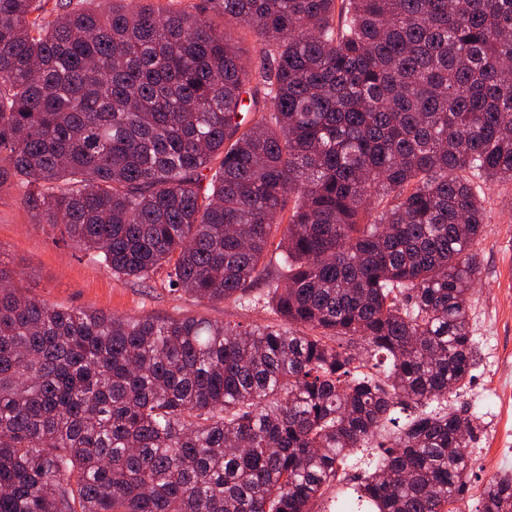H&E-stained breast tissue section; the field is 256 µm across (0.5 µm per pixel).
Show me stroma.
<instances>
[{
  "mask_svg": "<svg viewBox=\"0 0 512 512\" xmlns=\"http://www.w3.org/2000/svg\"><path fill=\"white\" fill-rule=\"evenodd\" d=\"M483 201L481 272L471 297L477 368L463 396L450 401L478 413L482 428L471 444L478 467L457 512H475L489 474L512 471V374L500 369L502 360H512V183L485 189ZM0 267L20 276L32 296L67 309L157 320L195 316L244 326L277 320L263 284L252 290L255 303L241 307L178 297L159 275L147 282L112 276L88 253L54 242L12 181L0 184Z\"/></svg>",
  "mask_w": 512,
  "mask_h": 512,
  "instance_id": "stroma-1",
  "label": "stroma"
}]
</instances>
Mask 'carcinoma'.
I'll list each match as a JSON object with an SVG mask.
<instances>
[{"mask_svg": "<svg viewBox=\"0 0 512 512\" xmlns=\"http://www.w3.org/2000/svg\"><path fill=\"white\" fill-rule=\"evenodd\" d=\"M212 4L252 63L181 0H0V184L114 276L244 306L272 279L280 318L59 308L0 268V512H455L512 0Z\"/></svg>", "mask_w": 512, "mask_h": 512, "instance_id": "cac0c4a2", "label": "carcinoma"}]
</instances>
